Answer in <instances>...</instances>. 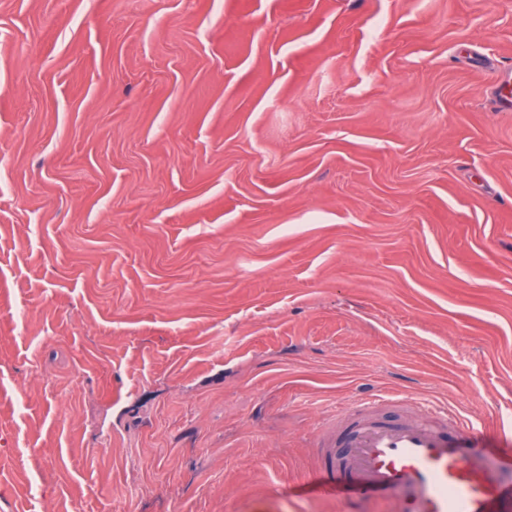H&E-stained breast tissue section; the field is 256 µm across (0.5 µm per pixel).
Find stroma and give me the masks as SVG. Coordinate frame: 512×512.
<instances>
[{"label":"stroma","mask_w":512,"mask_h":512,"mask_svg":"<svg viewBox=\"0 0 512 512\" xmlns=\"http://www.w3.org/2000/svg\"><path fill=\"white\" fill-rule=\"evenodd\" d=\"M381 395L512 451V0H0V512H391Z\"/></svg>","instance_id":"obj_1"}]
</instances>
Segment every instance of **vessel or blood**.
I'll list each match as a JSON object with an SVG mask.
<instances>
[{
  "label": "vessel or blood",
  "instance_id": "obj_1",
  "mask_svg": "<svg viewBox=\"0 0 512 512\" xmlns=\"http://www.w3.org/2000/svg\"><path fill=\"white\" fill-rule=\"evenodd\" d=\"M381 405L338 408L322 427L307 495L348 505L390 499L394 512H512V457L476 448L470 426L447 413L389 422Z\"/></svg>",
  "mask_w": 512,
  "mask_h": 512
}]
</instances>
